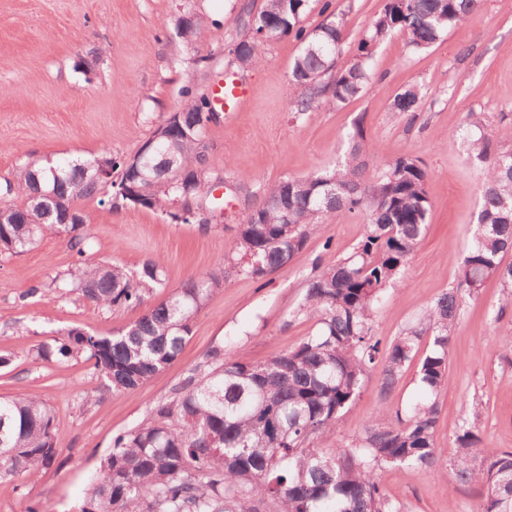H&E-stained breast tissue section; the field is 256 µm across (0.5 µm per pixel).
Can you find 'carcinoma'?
Here are the masks:
<instances>
[{
	"label": "carcinoma",
	"mask_w": 512,
	"mask_h": 512,
	"mask_svg": "<svg viewBox=\"0 0 512 512\" xmlns=\"http://www.w3.org/2000/svg\"><path fill=\"white\" fill-rule=\"evenodd\" d=\"M311 2L266 0L247 20L257 30L271 27L275 41L292 36L303 44L290 72V104L301 115L360 96L373 78L374 47L392 33L405 34L408 45L422 51L484 6V0H387L361 38L357 60L338 68L344 17L324 0L326 19L306 29L302 22ZM205 31L203 17L195 13L178 35L192 44ZM259 62L252 37L238 40L234 63L244 69ZM182 96L185 105L175 122L167 119L155 128L144 158L137 152L100 156L116 175L110 188L85 162L29 163L16 179L5 180L0 206L15 221L0 223V254H22L47 233L66 236L76 261L52 279L54 292H77L99 307H138L146 291L162 287L165 273L158 260L145 262L135 274L116 263L87 261L90 233L77 203L95 198L119 208L125 199L115 197L114 186L124 185L142 208L170 224L210 223L212 187L224 181V168L208 162L199 144L218 112L206 93L187 86ZM421 97L420 87L408 85L396 95L392 111L413 112ZM482 126L481 114L472 112L459 129L470 157L482 164L484 181L458 287L435 300L419 327L387 343L372 332L375 314L386 291L401 286L427 228L428 173L420 161L401 156L373 169L374 148L358 124L337 165L267 187L258 223L245 219L225 255L239 275L257 280L288 265L317 227L335 215H362L366 221L364 241L349 256L329 264L315 259L296 315L316 316V332L263 363L228 359L213 350L206 367L185 378L172 399L158 402L136 430L113 437L82 512H402L379 485L376 470H427L439 460L436 397L449 383L448 347L460 315L459 289L474 299L495 277L502 305L512 306V264H503L512 252V150L494 147ZM17 189L25 193L21 205L9 200ZM52 193L65 198L79 223L61 222ZM223 283L222 267L192 276L126 328L86 339L69 333L39 345L37 356L83 358L93 362L107 390H134L178 359L195 317ZM424 337L428 348L418 359ZM381 359L386 387L418 360L423 399L395 425L366 426L346 448L310 447L315 437L343 427L342 412ZM480 415L479 404H473L453 440L449 465L459 480L482 486L478 512H512V451L483 444L476 433ZM53 423L52 409L37 395L0 400V468L35 481L55 456ZM478 454L488 462L481 471L469 466Z\"/></svg>",
	"instance_id": "carcinoma-1"
}]
</instances>
